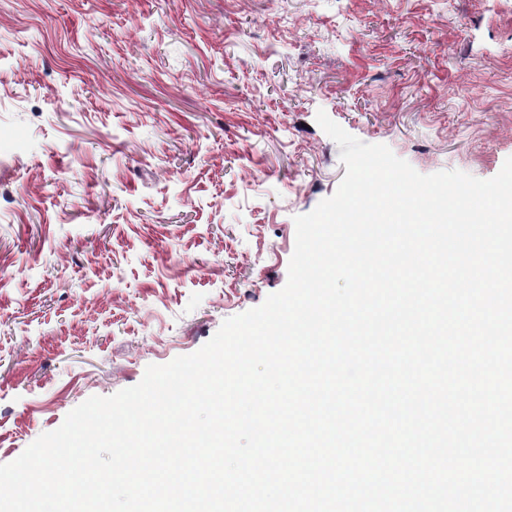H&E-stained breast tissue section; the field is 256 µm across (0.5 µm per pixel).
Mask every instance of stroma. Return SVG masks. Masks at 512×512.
<instances>
[{
	"label": "stroma",
	"mask_w": 512,
	"mask_h": 512,
	"mask_svg": "<svg viewBox=\"0 0 512 512\" xmlns=\"http://www.w3.org/2000/svg\"><path fill=\"white\" fill-rule=\"evenodd\" d=\"M512 157V0H0V464L288 278L346 167Z\"/></svg>",
	"instance_id": "stroma-1"
}]
</instances>
